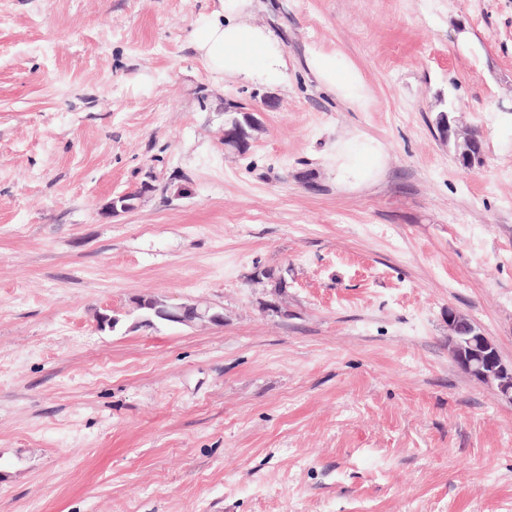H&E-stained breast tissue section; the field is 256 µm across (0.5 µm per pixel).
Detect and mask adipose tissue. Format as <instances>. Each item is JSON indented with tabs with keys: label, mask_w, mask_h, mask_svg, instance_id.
I'll return each instance as SVG.
<instances>
[{
	"label": "adipose tissue",
	"mask_w": 512,
	"mask_h": 512,
	"mask_svg": "<svg viewBox=\"0 0 512 512\" xmlns=\"http://www.w3.org/2000/svg\"><path fill=\"white\" fill-rule=\"evenodd\" d=\"M247 0H224L198 29L195 48L212 72L260 81L277 77L284 65L278 41L268 30L235 21ZM310 66L318 79L353 105L364 101L363 85L352 65L336 54H316Z\"/></svg>",
	"instance_id": "adipose-tissue-1"
}]
</instances>
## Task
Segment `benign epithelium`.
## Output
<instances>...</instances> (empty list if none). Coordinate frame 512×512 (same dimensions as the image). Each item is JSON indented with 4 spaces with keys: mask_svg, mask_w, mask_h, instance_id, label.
I'll list each match as a JSON object with an SVG mask.
<instances>
[{
    "mask_svg": "<svg viewBox=\"0 0 512 512\" xmlns=\"http://www.w3.org/2000/svg\"><path fill=\"white\" fill-rule=\"evenodd\" d=\"M165 318L174 323L190 324L207 320L220 324L224 316L210 310H192L185 304L170 305ZM448 347L460 369L468 376L494 387L504 399L512 401V364L503 362L497 346L465 315L448 309Z\"/></svg>",
    "mask_w": 512,
    "mask_h": 512,
    "instance_id": "benign-epithelium-1",
    "label": "benign epithelium"
}]
</instances>
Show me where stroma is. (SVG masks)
<instances>
[{
	"label": "stroma",
	"instance_id": "stroma-1",
	"mask_svg": "<svg viewBox=\"0 0 512 512\" xmlns=\"http://www.w3.org/2000/svg\"><path fill=\"white\" fill-rule=\"evenodd\" d=\"M219 7L0 0V512H512V402L448 351L454 309L512 363V0H251L269 82L198 58ZM140 296L224 322L138 328ZM310 62L311 69L321 82L353 105H362L365 97L363 85L352 65L336 53L315 54Z\"/></svg>",
	"mask_w": 512,
	"mask_h": 512
}]
</instances>
